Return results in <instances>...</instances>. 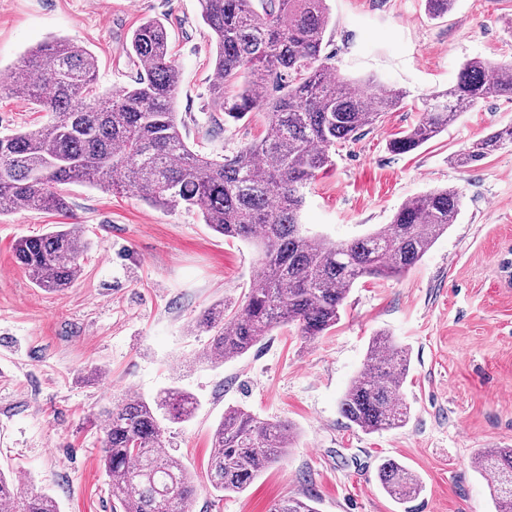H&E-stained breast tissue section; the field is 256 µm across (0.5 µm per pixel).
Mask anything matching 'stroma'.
Segmentation results:
<instances>
[{
	"label": "stroma",
	"mask_w": 512,
	"mask_h": 512,
	"mask_svg": "<svg viewBox=\"0 0 512 512\" xmlns=\"http://www.w3.org/2000/svg\"><path fill=\"white\" fill-rule=\"evenodd\" d=\"M325 52L337 78L405 91L400 109L358 141L337 147L312 184L301 222L312 234L352 239L389 223L409 198L452 187L455 224L397 279H360L340 318L313 342L275 328L241 358L200 362L209 338L190 332L204 308L239 306L259 266L251 242L227 239L193 209L162 210L130 193L72 183L68 214L18 211L0 218V470L24 474L59 512H115L99 450L101 414L130 396L153 400L175 385L195 415L166 423L163 450L180 457L197 493L193 512H273L313 497L317 512H495L473 471L481 448L512 446V148L468 168L451 158L512 122V101L490 97L416 151L389 141L422 117L423 96L448 90L463 62L512 60V0H456L444 18L424 0H327ZM160 19L181 75L176 110L193 150L220 156L258 138L253 112L225 125L208 79L212 48L198 0H0V75L28 49L71 38L98 60L97 93L132 84L127 52L142 20ZM76 224L89 244L69 288H36L12 256L18 239ZM386 331L411 350L403 427L366 434L339 412L368 342ZM104 368L94 378V367ZM291 423L287 456L243 492L216 497L207 480L211 435L228 406ZM394 458L417 473L420 494L402 505L377 471Z\"/></svg>",
	"instance_id": "35a3bbf8"
}]
</instances>
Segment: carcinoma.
Segmentation results:
<instances>
[{"instance_id": "1", "label": "carcinoma", "mask_w": 512, "mask_h": 512, "mask_svg": "<svg viewBox=\"0 0 512 512\" xmlns=\"http://www.w3.org/2000/svg\"><path fill=\"white\" fill-rule=\"evenodd\" d=\"M455 0H425L432 19H442ZM200 21L215 43L209 90L236 122L265 112L262 134L220 157L191 149L175 103L179 70L169 33L155 18L133 31L128 57L134 84L96 93L97 58L81 44L52 39L29 49L3 94L22 98L48 113L46 123L0 135V216L20 210L64 213L59 187L74 182L128 190L151 206L196 208L216 233L260 248L255 285L229 315L219 303L194 319L191 332L210 336L199 361L238 358L279 325H294L306 342L333 328L353 285L360 279L399 278L455 223L461 195L437 188L401 205L387 224L345 242L303 231L304 189L332 165L336 145L359 139L382 115L403 104L405 92L371 82L357 93L326 63L330 24L326 0H199ZM512 101V62L466 61L457 84L422 99V119L389 142L391 152L415 151L448 129L480 100ZM506 145L512 123L454 155L467 168ZM88 247L75 224H58L40 236L18 240L13 258L39 288L60 291L82 273ZM410 349L378 334L369 341L362 370L339 404L342 416L366 434L404 426L411 407L403 397ZM191 393L177 387L155 400L127 397L103 412L100 451L112 498L123 512H191L192 476L182 461L160 451L158 412L190 419ZM295 434L282 421L260 419L244 407L224 410L215 429L207 476L214 492L240 493L262 471L280 462ZM492 475L497 512H512V497L499 480L512 475V448H485L471 461ZM382 489L405 503L421 489L418 476L395 459L378 469ZM0 508L6 512H58L56 500L33 487L21 492L17 478L0 472ZM275 512H316L311 499L289 498Z\"/></svg>"}]
</instances>
